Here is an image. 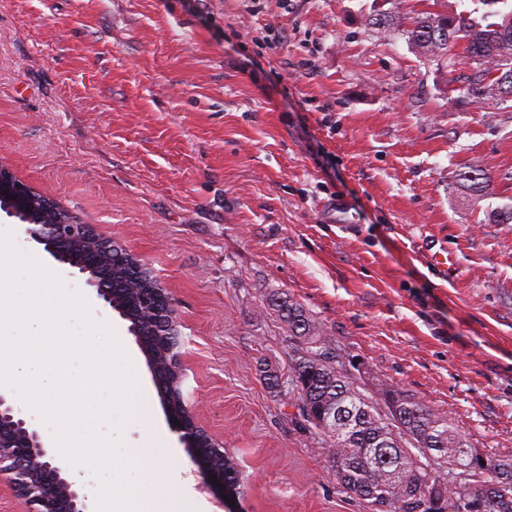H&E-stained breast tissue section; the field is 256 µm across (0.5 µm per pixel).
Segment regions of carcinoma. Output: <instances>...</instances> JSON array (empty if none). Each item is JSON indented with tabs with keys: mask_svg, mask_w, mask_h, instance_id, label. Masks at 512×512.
<instances>
[{
	"mask_svg": "<svg viewBox=\"0 0 512 512\" xmlns=\"http://www.w3.org/2000/svg\"><path fill=\"white\" fill-rule=\"evenodd\" d=\"M489 7L470 12H428L408 26L395 11L369 24L397 32L430 61L455 65L452 50L463 46L460 75L466 90L485 92L499 104L512 101V5L479 0ZM300 349L291 382L302 416L332 439L328 449L336 480L371 512H512V458H497L465 440L448 420L421 401L379 384L369 397L359 390L353 360L331 347L303 306L277 303ZM336 413V428L321 423Z\"/></svg>",
	"mask_w": 512,
	"mask_h": 512,
	"instance_id": "cac0c4a2",
	"label": "carcinoma"
}]
</instances>
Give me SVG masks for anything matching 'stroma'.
<instances>
[{
    "instance_id": "stroma-1",
    "label": "stroma",
    "mask_w": 512,
    "mask_h": 512,
    "mask_svg": "<svg viewBox=\"0 0 512 512\" xmlns=\"http://www.w3.org/2000/svg\"><path fill=\"white\" fill-rule=\"evenodd\" d=\"M433 3L0 0V156L170 289L185 393L244 471V512H370L287 383L279 296L360 391L387 382L512 457V108L366 24ZM25 249L112 327L167 428L127 321ZM168 442L172 477L233 512Z\"/></svg>"
}]
</instances>
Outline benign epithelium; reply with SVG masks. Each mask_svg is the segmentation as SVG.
<instances>
[{"mask_svg":"<svg viewBox=\"0 0 512 512\" xmlns=\"http://www.w3.org/2000/svg\"><path fill=\"white\" fill-rule=\"evenodd\" d=\"M34 194L32 185L18 179L0 161V198L4 199L0 214L16 220L25 241L41 247L72 275L84 276L96 299L129 322L128 330L145 357L172 431L204 478H216L214 487L224 489V444L199 423L183 396L182 323L165 284L150 291L158 315L156 335L142 336L133 317L113 300L112 276L98 272L101 265H112L117 241L102 236L93 225L80 222L51 197L47 198L49 205L59 212L53 222L41 223L23 215ZM3 476L33 512H96L95 504L70 481L66 468L40 432L18 416L8 398L0 394V478Z\"/></svg>","mask_w":512,"mask_h":512,"instance_id":"1","label":"benign epithelium"}]
</instances>
